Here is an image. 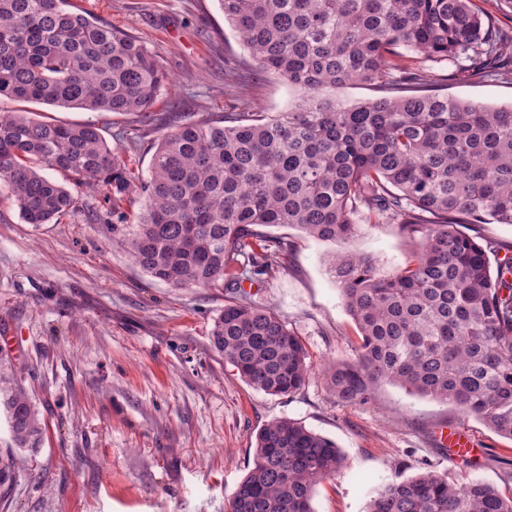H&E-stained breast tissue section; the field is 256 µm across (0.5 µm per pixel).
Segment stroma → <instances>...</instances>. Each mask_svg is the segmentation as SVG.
<instances>
[{
  "label": "stroma",
  "mask_w": 512,
  "mask_h": 512,
  "mask_svg": "<svg viewBox=\"0 0 512 512\" xmlns=\"http://www.w3.org/2000/svg\"><path fill=\"white\" fill-rule=\"evenodd\" d=\"M122 28L156 54L171 82L153 112L178 122L223 120L228 112L268 117L302 94L260 72L241 76L247 54L217 0H72ZM442 93L489 107L512 105V78L477 79L449 61L429 63ZM43 121L97 124L113 151L147 178L152 146L168 131L137 114L90 112L0 100ZM77 211L60 222L23 220L0 179V354L9 355L45 422L43 440L0 512H230L253 465L256 434L272 421L301 422L336 442L342 470L319 484L314 512H366L379 485L436 470L512 492V440L453 406L382 385L374 404L336 402L323 374L351 360L359 332L330 269L335 247L294 227L270 228L288 261L244 281L252 301L275 310L303 342L304 386L270 396L245 383L210 342L229 296L221 287L174 288L134 263L121 239L144 209L122 202L110 224L102 193L73 188ZM347 251L390 269L410 246L392 223L357 217ZM458 424L477 449L450 458L439 437Z\"/></svg>",
  "instance_id": "35a3bbf8"
}]
</instances>
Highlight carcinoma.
<instances>
[{"label":"carcinoma","mask_w":512,"mask_h":512,"mask_svg":"<svg viewBox=\"0 0 512 512\" xmlns=\"http://www.w3.org/2000/svg\"><path fill=\"white\" fill-rule=\"evenodd\" d=\"M218 3L255 69L305 91L302 104L273 118L230 112L176 125L153 146L144 182L93 124L0 113V176L24 221L48 224L76 210L50 170L105 192L119 221V203L144 196L123 246L175 288L235 295L213 319L211 343L248 385L273 396L300 389L309 364L287 322L244 297L239 268L262 276L288 260V243L261 228L296 226L336 245L355 234L360 215L392 221L410 243L403 266L332 256L361 343L356 360L325 370L330 392L341 404H370L381 385L398 386L512 439V257L491 267L493 244L458 229L512 225V107L436 93L422 67L464 59L471 77L500 75L506 39L471 0ZM169 82L136 37L70 10L69 0H0V98L150 121ZM353 83L377 96L336 100V89ZM0 411L17 449L40 446V411L3 356ZM343 465L331 439L272 421L257 433L231 512H314L316 487ZM17 475L18 457L0 455V500ZM366 512H512V494L427 471L379 488Z\"/></svg>","instance_id":"carcinoma-1"}]
</instances>
